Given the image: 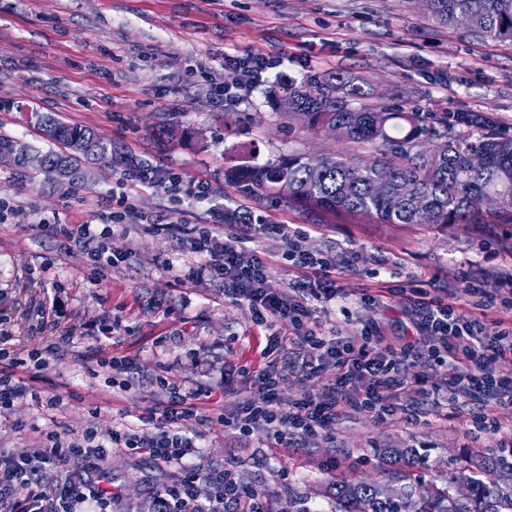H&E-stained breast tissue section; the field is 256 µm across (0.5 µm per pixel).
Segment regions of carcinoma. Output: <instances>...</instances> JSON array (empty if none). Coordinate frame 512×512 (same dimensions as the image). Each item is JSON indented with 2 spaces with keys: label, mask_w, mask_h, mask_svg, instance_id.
<instances>
[{
  "label": "carcinoma",
  "mask_w": 512,
  "mask_h": 512,
  "mask_svg": "<svg viewBox=\"0 0 512 512\" xmlns=\"http://www.w3.org/2000/svg\"><path fill=\"white\" fill-rule=\"evenodd\" d=\"M464 15L475 21V38L512 44V0H432L429 19L437 27L454 26ZM369 95L357 77L337 70L298 85L291 82L277 97L280 115L312 132L341 124L348 141L373 149L369 157L326 155L315 170L309 156L295 154L264 166H232L224 179L256 197L275 199L276 187L286 181L294 188L288 200L299 208L340 209L387 224H480L482 205L512 208V137L499 133L487 117L352 106ZM35 117L64 146L44 153L43 173L49 177L57 167L77 170L86 162L126 169L138 165L123 147L90 127L61 122L49 113ZM2 149L14 153V166L26 168L30 145L0 136ZM382 455L389 460L385 475L400 486L382 496L371 482L338 478L325 490L334 512H512V461L506 455L469 457L448 477L447 486L418 499L402 481L404 470L422 458L419 450L385 449ZM459 484L469 486L468 497L455 496Z\"/></svg>",
  "instance_id": "1"
}]
</instances>
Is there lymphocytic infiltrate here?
<instances>
[{
    "mask_svg": "<svg viewBox=\"0 0 512 512\" xmlns=\"http://www.w3.org/2000/svg\"><path fill=\"white\" fill-rule=\"evenodd\" d=\"M273 65V60L261 55L226 57L229 76L220 84L219 95L232 101L246 98ZM255 230V225L238 224L223 237L210 225H194L190 250L199 260L189 273L222 282L225 297L247 301L260 322L271 318L280 322L284 332L269 337L268 353L282 360L283 372L316 380L319 388L286 407L274 398L277 377L259 372L253 379V394L239 398L230 412L220 414L225 426L249 435L258 424L271 444L296 448L330 431L350 412L378 421L398 417L420 426L429 424L433 409L445 404L467 412L473 427L497 438L499 447H512V436H502L496 415L499 408L512 406V378L500 372L502 363L512 362L511 290L501 288L498 280L465 272L457 293L446 288L421 292L388 286L363 294V302L380 307L387 299L397 298L413 332L390 335L368 324L362 329L364 343L356 348L345 337L319 333L314 322L317 308L328 307L344 295L334 276L335 262L291 248L285 258L300 274L287 289L276 288L267 276L263 254L242 247ZM113 231L108 223L98 230L87 224L63 229L68 245L87 252L101 280L121 262L106 245ZM461 292L467 302H459ZM494 307L498 318L487 319L486 310ZM329 362L336 367L335 375L325 373ZM47 364L46 350L20 345L0 348V415L8 413L24 392L25 374ZM425 367L441 370L442 383L422 376ZM155 386L167 397L155 432L116 429L104 442L90 432L70 439L51 432L39 463L21 453L0 457V493H21L11 512H78L87 503L105 512L112 497L106 487L111 477L105 463L114 448L183 468L179 481L154 491V512H265L257 492L239 486L224 470L195 463L199 435L190 422L197 415L202 390L183 394L160 379ZM72 459L81 461L83 477L61 480L55 498L45 499L40 491L44 475Z\"/></svg>",
    "mask_w": 512,
    "mask_h": 512,
    "instance_id": "lymphocytic-infiltrate-1",
    "label": "lymphocytic infiltrate"
}]
</instances>
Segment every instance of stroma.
Instances as JSON below:
<instances>
[{
	"instance_id": "obj_1",
	"label": "stroma",
	"mask_w": 512,
	"mask_h": 512,
	"mask_svg": "<svg viewBox=\"0 0 512 512\" xmlns=\"http://www.w3.org/2000/svg\"><path fill=\"white\" fill-rule=\"evenodd\" d=\"M262 54L282 60L241 102L219 99L225 55ZM344 70L404 109H464L485 114L512 136V44L474 40L466 29L435 28L416 0H0V135L53 149L30 117L50 112L91 127L159 177L203 180L210 197L151 187L123 168L99 169L91 181L59 186L33 171L20 174L0 159V205L15 215L0 223V330L13 343L44 347L39 303L57 297L61 309L47 369L28 383L0 418V454L39 458L46 434L65 438L132 426L153 430L160 400L151 384L163 376L189 392L212 389L193 426L198 463L228 469L255 490L267 512L307 500L318 512L333 505L320 489L334 478L383 482L381 449L413 446L425 461L410 468L414 490L444 486L463 455H490L492 443L470 431L464 414L411 427L349 413L304 448H270L261 430L243 436L219 422L225 376L266 367L261 352L272 329L245 303H232L221 283L186 278L196 260L182 242L191 224L227 231L225 209H245L266 223L287 225L303 246L335 261L347 298L318 311L317 329L361 346V329L375 321L394 328L397 316L364 305L360 289L386 284L450 288L461 273L512 272V213L484 224H382L343 211H306L283 200L259 201L224 179L226 167L257 166L295 152L364 156L370 149L328 132L313 134L282 118L273 105L291 81ZM181 131L179 139L164 129ZM135 210L111 240L121 256L103 282L78 249H63L59 224H98L119 196ZM165 232H156V224ZM250 248L269 255V278L280 288L296 275L279 236L255 234ZM134 360L130 390L104 391L111 372L96 350ZM60 395L55 408L34 393ZM116 493L108 512H153L151 493L183 475L178 465L113 450L107 460Z\"/></svg>"
}]
</instances>
